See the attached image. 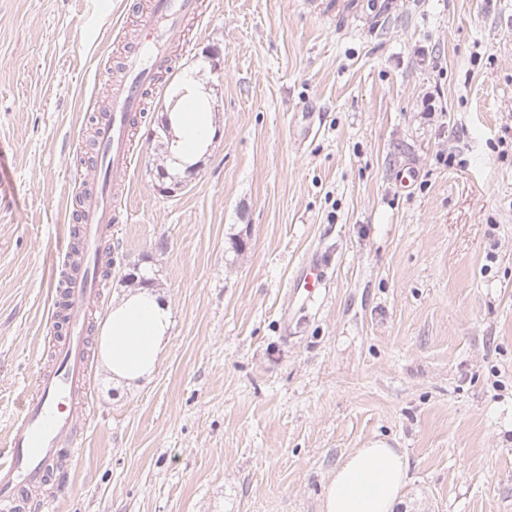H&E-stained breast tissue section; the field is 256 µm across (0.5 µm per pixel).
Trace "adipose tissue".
Segmentation results:
<instances>
[{
    "label": "adipose tissue",
    "instance_id": "ef3b65f1",
    "mask_svg": "<svg viewBox=\"0 0 512 512\" xmlns=\"http://www.w3.org/2000/svg\"><path fill=\"white\" fill-rule=\"evenodd\" d=\"M174 154L194 163L206 150L208 115L188 124L185 113L171 116ZM171 324L168 307L157 293L141 288L112 308L98 338V353L113 381L133 386L158 368ZM407 462L395 448H356L336 465L325 485L322 512H394L407 482Z\"/></svg>",
    "mask_w": 512,
    "mask_h": 512
}]
</instances>
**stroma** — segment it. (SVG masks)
<instances>
[{
    "instance_id": "obj_1",
    "label": "stroma",
    "mask_w": 512,
    "mask_h": 512,
    "mask_svg": "<svg viewBox=\"0 0 512 512\" xmlns=\"http://www.w3.org/2000/svg\"><path fill=\"white\" fill-rule=\"evenodd\" d=\"M201 10L170 85L204 86L216 136L159 196L170 86L151 96L89 332L147 269L165 351L134 387L92 361L42 512H321L373 442L408 459L396 512H512V0ZM134 33L122 0H0V455L52 366L65 210ZM324 254L304 302L299 265Z\"/></svg>"
}]
</instances>
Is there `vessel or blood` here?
I'll return each mask as SVG.
<instances>
[{"mask_svg": "<svg viewBox=\"0 0 512 512\" xmlns=\"http://www.w3.org/2000/svg\"><path fill=\"white\" fill-rule=\"evenodd\" d=\"M200 16L199 0H152L138 12L139 40L122 62V78L112 85L108 116L96 125L114 191L109 196L94 189L86 193L82 221L62 236L59 255L77 247L92 258L111 239L113 225L121 221L118 203L134 157L132 131L143 111L144 93L152 88L156 72L173 71L167 46L180 40L185 22ZM326 278V262L308 261L301 265L296 285L312 296ZM65 291L68 321L56 341L57 364L40 375L37 394L11 426L9 451L0 456V512H15L19 501L53 472L58 449L75 444L78 399L89 381L87 333L98 283L79 272L69 277Z\"/></svg>", "mask_w": 512, "mask_h": 512, "instance_id": "vessel-or-blood-1", "label": "vessel or blood"}]
</instances>
